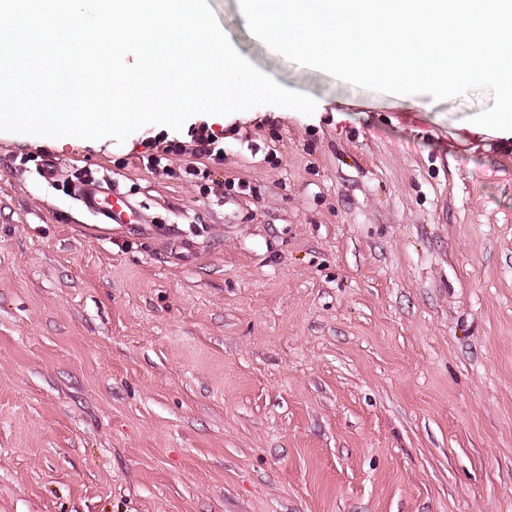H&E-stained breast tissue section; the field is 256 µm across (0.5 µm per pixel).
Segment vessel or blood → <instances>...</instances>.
I'll return each instance as SVG.
<instances>
[{
    "mask_svg": "<svg viewBox=\"0 0 512 512\" xmlns=\"http://www.w3.org/2000/svg\"><path fill=\"white\" fill-rule=\"evenodd\" d=\"M73 193L83 210L102 224H131L139 219V210L121 191L103 187L91 174H83L73 184Z\"/></svg>",
    "mask_w": 512,
    "mask_h": 512,
    "instance_id": "vessel-or-blood-1",
    "label": "vessel or blood"
}]
</instances>
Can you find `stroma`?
<instances>
[{
  "label": "stroma",
  "mask_w": 512,
  "mask_h": 512,
  "mask_svg": "<svg viewBox=\"0 0 512 512\" xmlns=\"http://www.w3.org/2000/svg\"><path fill=\"white\" fill-rule=\"evenodd\" d=\"M224 157L0 132V512H512V139L299 66ZM62 163L54 183L39 168ZM119 183L145 223L69 192ZM183 148L181 142H175L174 140L168 141V144L163 147L161 154L156 153H148L143 155L140 159L145 169L148 170H158L165 169L167 167V162L169 158L167 157L169 154H179L182 152Z\"/></svg>",
  "instance_id": "stroma-1"
}]
</instances>
